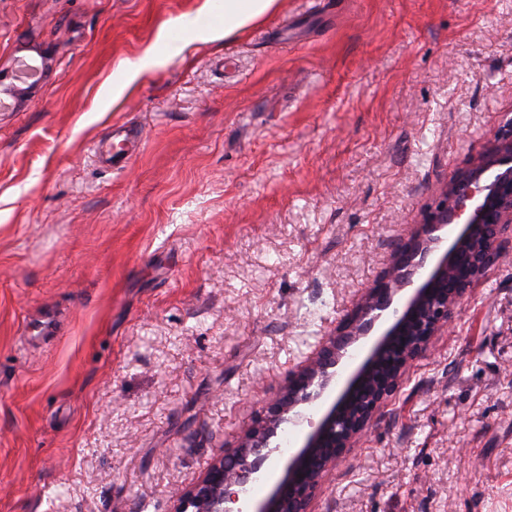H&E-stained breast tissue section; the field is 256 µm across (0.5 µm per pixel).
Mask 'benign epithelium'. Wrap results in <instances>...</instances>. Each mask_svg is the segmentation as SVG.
<instances>
[{"instance_id":"obj_1","label":"benign epithelium","mask_w":512,"mask_h":512,"mask_svg":"<svg viewBox=\"0 0 512 512\" xmlns=\"http://www.w3.org/2000/svg\"><path fill=\"white\" fill-rule=\"evenodd\" d=\"M509 230L512 117L495 132L488 149L448 178L382 277L364 290L321 346L288 372L236 446L214 454L205 471L179 493L173 512H310L324 475L395 393L406 367L448 327L472 283L500 260V237ZM375 334L368 359L319 418L310 421L271 492L252 499L250 487L269 480L275 466L278 430L329 398L348 348Z\"/></svg>"}]
</instances>
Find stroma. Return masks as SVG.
<instances>
[{"label": "stroma", "instance_id": "35a3bbf8", "mask_svg": "<svg viewBox=\"0 0 512 512\" xmlns=\"http://www.w3.org/2000/svg\"><path fill=\"white\" fill-rule=\"evenodd\" d=\"M187 19L224 0H0V512H172L512 114V0ZM502 246L312 512H512Z\"/></svg>", "mask_w": 512, "mask_h": 512}]
</instances>
